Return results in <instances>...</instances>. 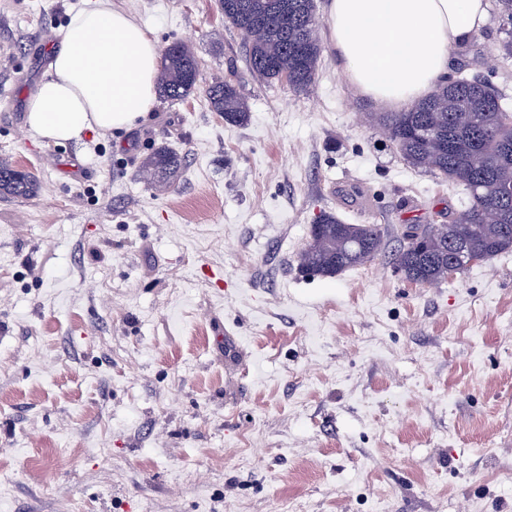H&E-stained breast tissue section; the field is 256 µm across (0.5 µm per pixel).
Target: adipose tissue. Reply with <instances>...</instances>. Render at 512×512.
Returning a JSON list of instances; mask_svg holds the SVG:
<instances>
[{
	"mask_svg": "<svg viewBox=\"0 0 512 512\" xmlns=\"http://www.w3.org/2000/svg\"><path fill=\"white\" fill-rule=\"evenodd\" d=\"M330 42L342 72L378 107L424 99L455 48L483 29L487 0H327ZM160 47L109 0L71 14L50 71L28 103V126L43 140L81 142L144 120L157 97Z\"/></svg>",
	"mask_w": 512,
	"mask_h": 512,
	"instance_id": "adipose-tissue-1",
	"label": "adipose tissue"
}]
</instances>
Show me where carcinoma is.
Masks as SVG:
<instances>
[{"mask_svg":"<svg viewBox=\"0 0 512 512\" xmlns=\"http://www.w3.org/2000/svg\"><path fill=\"white\" fill-rule=\"evenodd\" d=\"M505 39L502 51L512 58V0H494ZM225 20L245 45L247 67L264 82L285 83L294 92L316 80L322 46L316 34L314 0H218ZM194 51L173 43L163 52L157 76L160 96L172 104L200 93L212 111L229 124L248 119L241 80L234 63L224 79L200 83ZM487 82L467 77H443L436 90L407 112H382L377 118L400 156L415 169L466 186L465 217L441 216L440 224H403L395 253L396 270L414 283L438 284L448 279L449 239L489 261L512 250V113ZM184 158L159 148L143 163L148 184L164 188L178 179ZM34 173L0 162V192L19 198L34 195ZM493 209L499 219L485 220ZM379 224H347L331 211L320 215L298 256V269L308 275L335 276L373 260L384 250Z\"/></svg>","mask_w":512,"mask_h":512,"instance_id":"cac0c4a2","label":"carcinoma"}]
</instances>
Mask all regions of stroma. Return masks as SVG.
I'll list each match as a JSON object with an SVG mask.
<instances>
[{
	"label": "stroma",
	"mask_w": 512,
	"mask_h": 512,
	"mask_svg": "<svg viewBox=\"0 0 512 512\" xmlns=\"http://www.w3.org/2000/svg\"><path fill=\"white\" fill-rule=\"evenodd\" d=\"M203 81L244 63L217 0H112ZM89 0H0V512H512V250L427 286L395 273L402 224L466 208L409 166L322 55L304 93L241 71L248 120L156 99L128 132L33 136L27 105ZM499 18L453 54L512 109ZM186 159L144 183L158 146ZM324 211L380 224L377 259L296 260ZM239 337L234 368L215 328ZM37 179L34 173L17 169L10 164L0 161V192H5L19 198L34 195Z\"/></svg>",
	"instance_id": "1"
}]
</instances>
